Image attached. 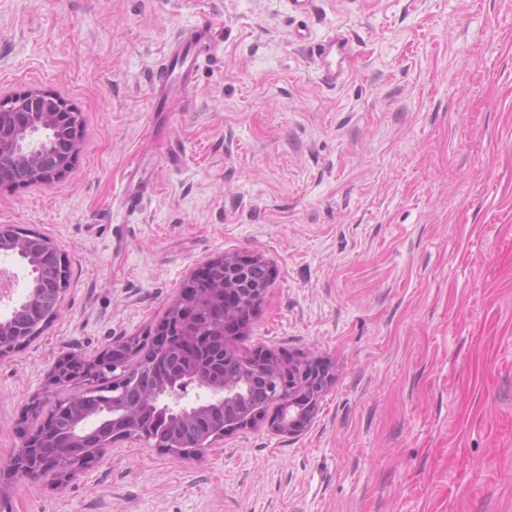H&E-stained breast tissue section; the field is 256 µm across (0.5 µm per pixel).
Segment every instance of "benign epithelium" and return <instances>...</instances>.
<instances>
[{
	"label": "benign epithelium",
	"mask_w": 512,
	"mask_h": 512,
	"mask_svg": "<svg viewBox=\"0 0 512 512\" xmlns=\"http://www.w3.org/2000/svg\"><path fill=\"white\" fill-rule=\"evenodd\" d=\"M76 111L66 100L49 92L32 89L23 94L0 98V155L12 157V164L0 165V188L19 183L16 171L23 170L31 183H47L62 178L70 169L79 149L81 127L74 121ZM64 130L66 142L57 168L48 173L39 166L37 160L43 143L37 135L43 131L54 132ZM0 252L10 255H21L26 252L25 246L10 237L4 229H0ZM262 262L256 256L224 257L216 260V265L224 270V289L210 297L211 302L224 303V295L235 293L239 303L230 309H224V320L245 313L255 306L263 296L267 285L255 284L249 276L250 268ZM24 303L13 307L9 318L0 322V357L9 354L4 341L13 335L14 325L24 317ZM122 354L118 347L101 358L98 357L84 365V370L97 368L106 373L121 370ZM257 366L266 368L272 375L298 368L301 376L298 382L288 387L279 380L274 382L271 394L275 407L273 413L262 420L248 414L243 419L226 426L224 434L252 428L260 422L274 432L296 434L302 431L310 421L317 402L333 379L327 368L315 369V363L295 360L288 363L264 353L254 359ZM72 363L69 358L57 362L49 373L46 388L56 387L69 382L66 373ZM191 388L195 389L194 397L188 398V391L178 385L163 381L159 388L148 392L144 398L147 406L163 404L175 418L190 417L213 405L224 406V412L238 410L242 398L247 394L246 378L227 375L224 383H214L199 375L194 376ZM125 393L123 384L112 385L107 391L106 399L100 402L98 413L102 414V423L112 425L110 441L124 440L127 433L136 432L135 424L138 415L121 404ZM100 446L94 432L84 429L73 430L68 438V457L73 468L64 469L57 465L54 453H39L32 456L30 445L25 443L18 449L5 467L0 469V489L18 479L36 480L46 474L55 476L57 482H65L79 473L81 462L88 457L86 450Z\"/></svg>",
	"instance_id": "1"
}]
</instances>
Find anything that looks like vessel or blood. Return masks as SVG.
<instances>
[{
    "instance_id": "vessel-or-blood-1",
    "label": "vessel or blood",
    "mask_w": 512,
    "mask_h": 512,
    "mask_svg": "<svg viewBox=\"0 0 512 512\" xmlns=\"http://www.w3.org/2000/svg\"><path fill=\"white\" fill-rule=\"evenodd\" d=\"M210 44L208 28L201 27L189 32L178 33L165 54V67L152 83V109L156 112L169 111L170 106L182 99L192 88L200 68L199 58ZM348 42L344 36L335 35L321 42L315 51L320 63L346 55ZM151 186L136 175H129L126 193L122 202L126 208H139L149 195Z\"/></svg>"
}]
</instances>
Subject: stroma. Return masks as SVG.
Masks as SVG:
<instances>
[{"label": "stroma", "mask_w": 512, "mask_h": 512, "mask_svg": "<svg viewBox=\"0 0 512 512\" xmlns=\"http://www.w3.org/2000/svg\"><path fill=\"white\" fill-rule=\"evenodd\" d=\"M199 26L193 88L152 111ZM337 33L330 86L314 48ZM34 88L84 134L62 179L0 190V225L70 266L56 317L0 358V466L59 357L154 333L221 257L271 272L229 348L333 380L297 434L118 440L0 512H512V0H0V97ZM133 166L153 190L130 212ZM210 45L207 27L178 33L165 53V68L152 83V111L168 112L172 103L192 88L200 68L199 58Z\"/></svg>", "instance_id": "35a3bbf8"}]
</instances>
